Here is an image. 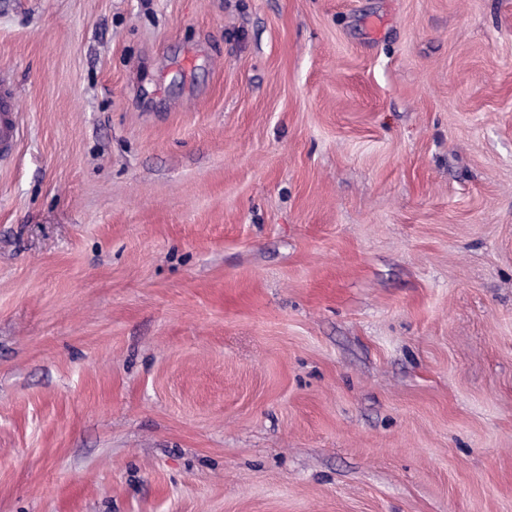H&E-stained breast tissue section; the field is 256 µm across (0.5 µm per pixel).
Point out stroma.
Instances as JSON below:
<instances>
[{"label":"stroma","instance_id":"stroma-1","mask_svg":"<svg viewBox=\"0 0 512 512\" xmlns=\"http://www.w3.org/2000/svg\"><path fill=\"white\" fill-rule=\"evenodd\" d=\"M0 512H512V0H0ZM21 129L16 94L0 83V157L12 153L20 139Z\"/></svg>","mask_w":512,"mask_h":512}]
</instances>
